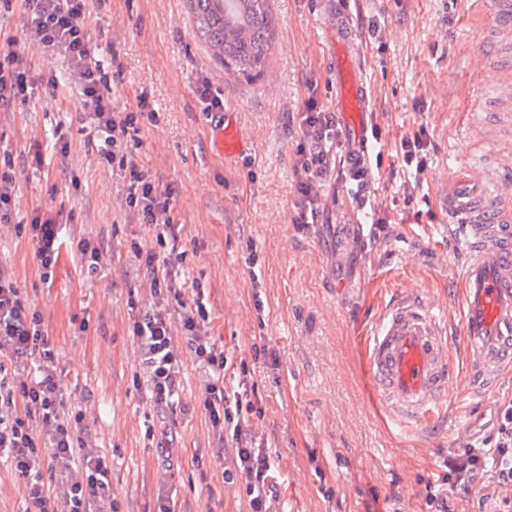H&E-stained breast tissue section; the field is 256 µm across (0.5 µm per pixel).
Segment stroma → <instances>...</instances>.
Instances as JSON below:
<instances>
[{"instance_id": "obj_1", "label": "stroma", "mask_w": 512, "mask_h": 512, "mask_svg": "<svg viewBox=\"0 0 512 512\" xmlns=\"http://www.w3.org/2000/svg\"><path fill=\"white\" fill-rule=\"evenodd\" d=\"M493 0H349L384 154L426 125L433 148L426 198L404 199L389 166L375 174L390 219L380 236L362 228L337 184L324 188L314 224L292 223L297 114L307 100L331 109L332 61L320 27L322 0H269L274 40L262 74L245 80L223 67L196 38L185 0H88V34L119 109L147 95L159 114L145 127L136 162L172 185L186 250L187 277L200 281L215 339L232 361L248 360L262 418L249 432L267 445L278 477L280 512H422L420 479L440 456L491 436L512 380L483 396L458 391L445 421L405 437L368 410L362 367L364 333L397 291L414 287L438 307L450 330L460 324L465 245L440 201L475 153L512 164V140L480 136L469 122L470 93L502 79L492 61ZM21 0L0 15V32L26 50L31 95L0 109V151L13 156L18 214L64 212L70 241L105 244L87 276L77 252H61L52 282L40 277L28 235L0 232V268L42 317L54 366L111 469L122 512H156L176 500L182 512H245L238 485L225 483L224 460L204 413L203 372L183 353L179 402L161 410L139 388L138 350L128 334L133 309L149 299L127 251L131 239L154 244L148 225L120 207L126 184L100 165L76 117L81 98L62 58L29 46ZM384 22L382 44L368 23ZM209 80L224 96L243 138L235 158L216 154L196 88ZM66 133V154L53 153ZM41 149L43 165L31 157ZM265 311L256 313L255 298ZM265 346L269 357L255 358ZM328 487L319 491L314 471Z\"/></svg>"}]
</instances>
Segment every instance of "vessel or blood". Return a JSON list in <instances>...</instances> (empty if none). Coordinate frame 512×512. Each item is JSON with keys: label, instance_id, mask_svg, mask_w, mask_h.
<instances>
[{"label": "vessel or blood", "instance_id": "1", "mask_svg": "<svg viewBox=\"0 0 512 512\" xmlns=\"http://www.w3.org/2000/svg\"><path fill=\"white\" fill-rule=\"evenodd\" d=\"M503 25L500 51L512 50V0H494ZM336 28L329 39L334 59L333 110L342 128L345 161L364 162L372 140L374 112L359 51V36L336 4ZM215 151L234 157L242 150L235 124L214 125ZM503 187L493 179L465 178L449 190L443 209L466 239L461 335L469 386L477 394L494 392L512 377V215L503 209ZM364 365L376 411L401 432L412 433L434 421L457 391L445 321L419 290L400 293L363 338Z\"/></svg>", "mask_w": 512, "mask_h": 512}]
</instances>
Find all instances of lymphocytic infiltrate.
I'll list each match as a JSON object with an SVG mask.
<instances>
[{"mask_svg":"<svg viewBox=\"0 0 512 512\" xmlns=\"http://www.w3.org/2000/svg\"><path fill=\"white\" fill-rule=\"evenodd\" d=\"M24 2L30 14L32 46L64 56L69 78L80 89L82 117L99 141L101 163L128 182L123 206L156 232L155 247L146 249L134 241L129 248L151 296L129 325L140 354L146 397L161 407L174 404L183 366L181 346L189 344L204 371L203 409L212 432L218 441L233 445L225 482L241 483L248 512H277L270 455L247 431L253 417L262 413L256 391L244 378L227 383L233 365L212 335L204 292L199 283L186 288L179 279L185 254L178 249L179 226L172 207L175 190L140 168L128 149L129 142L138 139L140 118L153 123L158 114L143 95L136 111L113 107V89L89 45L86 0ZM28 100L25 52L10 46L0 49V106L23 105ZM297 135L292 223L309 224L322 204V182L332 173L344 183L351 205L370 208L373 229L384 230L386 219L371 190L373 165L351 168L337 158L340 140L335 113L307 102L298 114ZM431 146L423 125L401 139L396 159L405 175L404 191L415 190L414 179L425 170ZM64 227V220L37 209L26 222L43 281L54 277ZM176 322L181 325L177 332L172 329ZM41 323L21 289L0 271V448L8 449L12 467L24 480V512H50L54 500L62 503V512H98L97 502L109 491L108 462L84 423L82 409L66 396ZM34 354L43 367L40 377L28 379L23 362ZM498 415L497 431L488 443L449 449L438 462L437 472L424 483L425 512H455L456 497L470 494L477 485L484 490L485 500L494 502L496 512H512V401L503 403ZM40 433L46 438L42 446L36 440ZM44 465L55 476L53 484L30 481L31 472Z\"/></svg>","mask_w":512,"mask_h":512,"instance_id":"lymphocytic-infiltrate-1","label":"lymphocytic infiltrate"}]
</instances>
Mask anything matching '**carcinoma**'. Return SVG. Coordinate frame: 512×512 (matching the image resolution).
Returning <instances> with one entry per match:
<instances>
[{"label":"carcinoma","mask_w":512,"mask_h":512,"mask_svg":"<svg viewBox=\"0 0 512 512\" xmlns=\"http://www.w3.org/2000/svg\"><path fill=\"white\" fill-rule=\"evenodd\" d=\"M195 33L224 72L250 79L271 50L274 23L267 0H186Z\"/></svg>","instance_id":"carcinoma-1"}]
</instances>
